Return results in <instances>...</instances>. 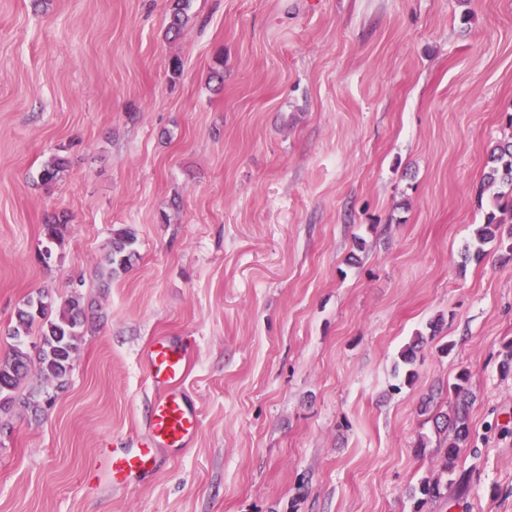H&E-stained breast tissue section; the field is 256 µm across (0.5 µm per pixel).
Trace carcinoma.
<instances>
[{
    "mask_svg": "<svg viewBox=\"0 0 512 512\" xmlns=\"http://www.w3.org/2000/svg\"><path fill=\"white\" fill-rule=\"evenodd\" d=\"M188 0H173L168 30L174 34L181 31L188 21L186 13ZM491 166L480 187L476 205H482L486 189L496 182L506 183L512 187V142L499 145L491 151ZM496 211L486 216V221L476 231L473 243V257L482 255L483 246L494 242L512 254V204L502 202V197H495ZM510 224L508 230H502V225ZM136 242L134 233L126 228L114 231L107 254L111 271L126 269L134 256L133 245ZM85 311L82 297L72 293L61 303L59 309L51 311V306L43 302L27 301L15 313V325L12 336L15 343L11 346L10 354L0 360V413H7L11 407L20 403L24 407L38 408L39 404L17 395L22 382L28 377L32 361H37V372L41 383L51 384L59 388L65 383L66 377L73 368L74 354L79 349L83 336ZM38 326L39 340L32 346H27L25 338L33 326ZM423 343V337L417 336L402 350V364L407 367L405 381L410 382L415 377L411 366L415 364L417 350ZM465 378H459V383L453 386L456 407L453 416L442 413L434 418L437 434L443 435L445 449L441 460V471L446 474L453 472L454 463L470 436L469 400L464 392ZM448 485L442 484L441 478L422 480L413 489L412 497L417 499V509H422L430 501L442 498L443 491Z\"/></svg>",
    "mask_w": 512,
    "mask_h": 512,
    "instance_id": "carcinoma-1",
    "label": "carcinoma"
}]
</instances>
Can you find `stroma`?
<instances>
[{
	"label": "stroma",
	"instance_id": "1",
	"mask_svg": "<svg viewBox=\"0 0 512 512\" xmlns=\"http://www.w3.org/2000/svg\"><path fill=\"white\" fill-rule=\"evenodd\" d=\"M169 6L0 0V358L28 298L89 316L52 405L0 419V512H414L422 402L462 374L468 484L424 512H512V260L464 257L512 141V0H189L177 36ZM159 336L199 433L116 482ZM492 165L484 177V184L480 187L476 205L482 206L483 194L486 189L496 182L506 183L512 189V142L498 145L491 151ZM135 242L136 237L131 230L121 228L114 231L107 254L111 273L116 272L117 267L125 270L131 263V258L135 254L133 250Z\"/></svg>",
	"mask_w": 512,
	"mask_h": 512
}]
</instances>
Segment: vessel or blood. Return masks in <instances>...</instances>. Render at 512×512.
I'll return each instance as SVG.
<instances>
[{
  "mask_svg": "<svg viewBox=\"0 0 512 512\" xmlns=\"http://www.w3.org/2000/svg\"><path fill=\"white\" fill-rule=\"evenodd\" d=\"M156 388L151 404L149 431L135 447L113 454L106 470L115 476L145 475L157 467L159 448H185L196 437L200 414L183 388L190 368L187 350L166 338H155L143 354Z\"/></svg>",
  "mask_w": 512,
  "mask_h": 512,
  "instance_id": "vessel-or-blood-1",
  "label": "vessel or blood"
}]
</instances>
